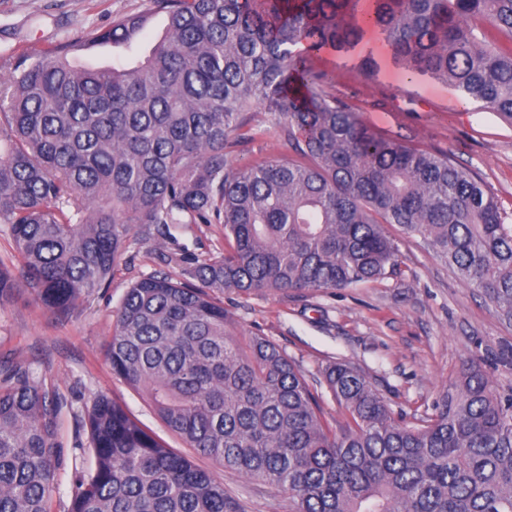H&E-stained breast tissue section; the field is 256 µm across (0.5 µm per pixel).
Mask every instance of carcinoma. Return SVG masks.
Segmentation results:
<instances>
[{"instance_id": "obj_1", "label": "carcinoma", "mask_w": 512, "mask_h": 512, "mask_svg": "<svg viewBox=\"0 0 512 512\" xmlns=\"http://www.w3.org/2000/svg\"><path fill=\"white\" fill-rule=\"evenodd\" d=\"M89 32V49L132 63L77 65L64 48L21 54L0 75V224L19 278L0 262V300L34 288L69 313L108 286L134 235L222 224L228 248L128 288L105 350L195 454L288 491L292 512H512V392L470 361L435 416L397 420L356 368L322 369L347 415L262 336L226 333L215 293L324 291L394 272L396 224L512 320V226L475 173L371 130L326 90L309 58L358 60L375 35L394 64L512 118V0H149ZM261 104L286 153L234 168L226 138ZM58 398L21 369L0 379V512H48ZM95 468L67 512H240L224 484L116 399L82 420Z\"/></svg>"}]
</instances>
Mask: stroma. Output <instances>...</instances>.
Returning <instances> with one entry per match:
<instances>
[{"mask_svg":"<svg viewBox=\"0 0 512 512\" xmlns=\"http://www.w3.org/2000/svg\"><path fill=\"white\" fill-rule=\"evenodd\" d=\"M148 7V0H0V73L8 72L21 53L75 42L88 31L110 27L115 18ZM371 47L379 72L370 79L333 52L312 57L310 64L327 74L331 93L350 104L375 132L448 155L472 169L497 200L505 223L512 225V119L482 110L446 84L408 77L392 63L382 41L372 40ZM270 126L271 115L262 106L243 113L239 127L227 136L230 164L244 167L280 157L285 147ZM384 230L398 248L393 274L327 292H224L219 300L229 316L228 332L273 341L311 382L326 364L356 366L394 417L408 424L434 415L470 357L490 374L498 390H511L512 323L495 314L481 290L463 283L419 240L406 237L394 224ZM225 245L222 225L179 224L165 239H132L110 286L69 316L45 309L24 287L0 301V367L26 370L62 399L51 512H67L76 470L94 466L78 421L97 396L119 399L172 448H181L141 395L113 375L104 349L131 284L160 271L179 275L183 259L216 254ZM197 463L218 475L244 512H289L287 492L222 471L204 457Z\"/></svg>","mask_w":512,"mask_h":512,"instance_id":"stroma-1","label":"stroma"}]
</instances>
